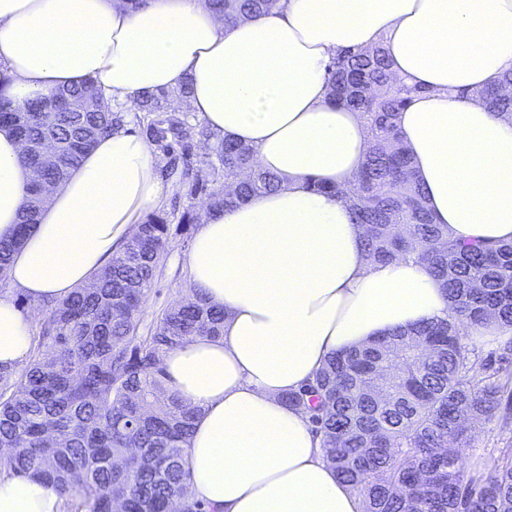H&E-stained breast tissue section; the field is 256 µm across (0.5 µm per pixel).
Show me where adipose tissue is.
Instances as JSON below:
<instances>
[{
    "mask_svg": "<svg viewBox=\"0 0 512 512\" xmlns=\"http://www.w3.org/2000/svg\"><path fill=\"white\" fill-rule=\"evenodd\" d=\"M281 2L228 26L205 0H0V92L21 108L91 80L134 112L143 93L186 85L191 111L278 177L277 190L204 213L187 257L191 290L226 314L222 336L161 357L172 394L200 410L191 491L213 512H361L284 397L329 355L451 310L426 265L371 262L348 206L307 188L350 184L370 139L361 113L329 103L327 68L340 50L384 45L422 88L399 128L437 223L461 240L512 241V119L462 96L512 70V0ZM21 152L0 127V240L35 178ZM171 191L144 137L120 128L97 140L13 256L0 370L32 349L16 294L60 301L91 284ZM0 512H65V501L42 479L1 472Z\"/></svg>",
    "mask_w": 512,
    "mask_h": 512,
    "instance_id": "1",
    "label": "adipose tissue"
}]
</instances>
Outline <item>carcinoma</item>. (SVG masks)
<instances>
[{"label":"carcinoma","mask_w":512,"mask_h":512,"mask_svg":"<svg viewBox=\"0 0 512 512\" xmlns=\"http://www.w3.org/2000/svg\"><path fill=\"white\" fill-rule=\"evenodd\" d=\"M224 24L281 8L280 0H206ZM329 103L362 113L370 129L355 181L308 187L336 194L364 226V248L376 263L399 258L426 264L452 315L398 329L329 357L313 380L288 393L302 409L337 477L361 498L362 512H512V453L489 475L467 471L461 449L470 425L497 417L512 396V376L472 349L467 326L512 327V242L461 243L434 222L414 180L398 114L421 88L392 71L385 49L341 52L326 77ZM188 86L148 92L139 111L178 112ZM490 111L512 116V72L472 93ZM125 113L88 81L23 109L0 95V124L24 145L31 184L15 237L0 241V281L13 253L39 223L48 190L63 183L97 139ZM215 185L208 204L220 209L278 188L277 176L255 168L252 149L213 139ZM169 239L167 219L150 215L89 286L48 310L21 370L0 372V469L53 483L82 512H207L192 497L185 445L199 409L164 385L163 353L198 336L215 338L224 310L192 295L164 310L147 336L137 315L154 284Z\"/></svg>","instance_id":"obj_1"}]
</instances>
